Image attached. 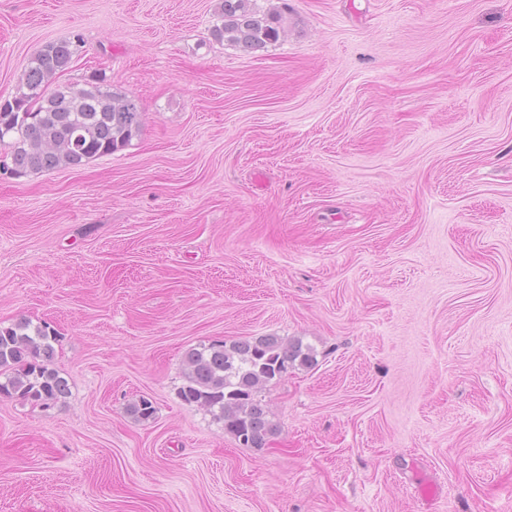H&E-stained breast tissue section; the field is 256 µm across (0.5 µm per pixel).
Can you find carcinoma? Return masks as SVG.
<instances>
[{"instance_id":"1","label":"carcinoma","mask_w":512,"mask_h":512,"mask_svg":"<svg viewBox=\"0 0 512 512\" xmlns=\"http://www.w3.org/2000/svg\"><path fill=\"white\" fill-rule=\"evenodd\" d=\"M222 24L212 30L219 42L257 51L277 42L283 31L278 11H262L256 0H222ZM81 40L49 42L30 60L17 95L0 100V146L15 175L77 168L127 146L139 132L138 100L93 75L83 84L51 86L67 70ZM57 336L46 323L21 318L0 326V397L48 408L69 392L53 367ZM315 350L302 340L253 336L227 343L199 344L185 353L181 400L206 408L224 431L247 448H263L276 434L261 393L288 372L315 364ZM139 422L156 408L141 397L130 404Z\"/></svg>"}]
</instances>
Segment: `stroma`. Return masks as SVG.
Here are the masks:
<instances>
[{"instance_id":"35a3bbf8","label":"stroma","mask_w":512,"mask_h":512,"mask_svg":"<svg viewBox=\"0 0 512 512\" xmlns=\"http://www.w3.org/2000/svg\"><path fill=\"white\" fill-rule=\"evenodd\" d=\"M0 0V98L136 97L129 145L0 172V326L50 322L69 397H0V512H512V0ZM301 338L246 448L185 404L198 344ZM146 396L154 420L127 405ZM222 24L212 36L219 42L257 51L277 42L283 31V17L278 11H262L256 0L222 1Z\"/></svg>"}]
</instances>
